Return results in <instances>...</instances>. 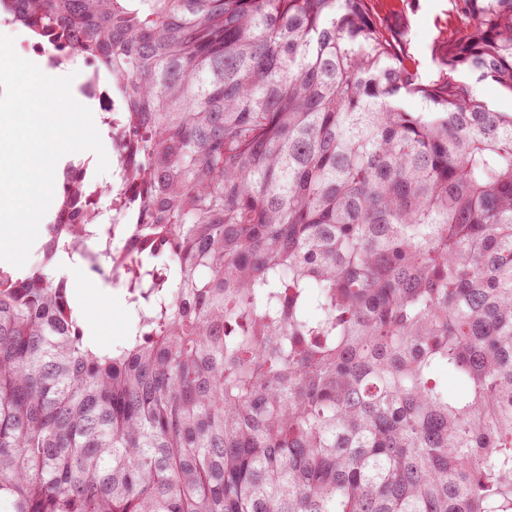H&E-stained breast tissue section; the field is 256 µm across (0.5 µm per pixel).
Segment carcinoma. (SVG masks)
I'll list each match as a JSON object with an SVG mask.
<instances>
[{"instance_id": "cac0c4a2", "label": "carcinoma", "mask_w": 512, "mask_h": 512, "mask_svg": "<svg viewBox=\"0 0 512 512\" xmlns=\"http://www.w3.org/2000/svg\"><path fill=\"white\" fill-rule=\"evenodd\" d=\"M369 2L0 0L125 88L135 317L56 274L81 172L0 270V512H512V114L462 79L512 93V0L426 79ZM474 95L500 112L512 113V95L490 79L480 80L476 75H464ZM97 267L90 260L68 261L65 269L74 294L80 301L89 336L101 344L120 345L127 335L134 317L122 295L112 290L107 283L106 271L94 274L87 270L86 263ZM77 271L73 276L69 271Z\"/></svg>"}]
</instances>
